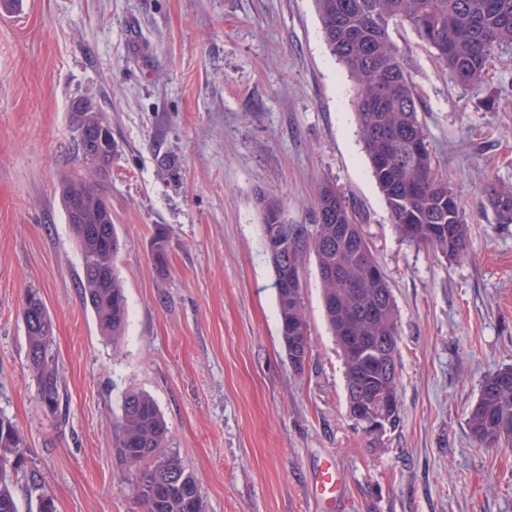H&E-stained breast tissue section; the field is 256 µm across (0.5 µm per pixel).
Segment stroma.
Returning <instances> with one entry per match:
<instances>
[{
  "label": "stroma",
  "mask_w": 512,
  "mask_h": 512,
  "mask_svg": "<svg viewBox=\"0 0 512 512\" xmlns=\"http://www.w3.org/2000/svg\"><path fill=\"white\" fill-rule=\"evenodd\" d=\"M392 37L471 226L461 260L392 224L313 0H20L0 14V413L57 512H140L112 451L130 389L155 399L206 512H324L313 476L330 457L334 512H512V448L478 447L467 424L485 377L512 367V223L483 192L488 180L512 188V58L471 93L411 31ZM79 99L112 129L105 190L129 310L115 343L82 305L58 195L81 170L69 119ZM325 180L355 204L397 305L400 422L378 444L347 413L314 256L301 270L303 371L279 335L255 194L309 224ZM157 224L170 229L163 276L150 255ZM30 288L53 322L56 416L27 368Z\"/></svg>",
  "instance_id": "stroma-1"
}]
</instances>
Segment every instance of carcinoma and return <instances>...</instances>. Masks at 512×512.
Masks as SVG:
<instances>
[{"label":"carcinoma","mask_w":512,"mask_h":512,"mask_svg":"<svg viewBox=\"0 0 512 512\" xmlns=\"http://www.w3.org/2000/svg\"><path fill=\"white\" fill-rule=\"evenodd\" d=\"M330 54L355 83L357 135L401 237L432 249L447 260L466 256L471 228L460 202L437 166L419 119V96L406 63L391 37L404 26L434 51L439 65L462 88L474 92L486 80L495 55L512 50V0H314ZM101 113L74 106L71 125L101 121ZM100 172L89 169L66 177L59 197L73 222L80 247V297L95 316L99 334L117 339L128 308L117 268L121 243L112 215L101 208L102 180L112 167L111 149L100 147ZM491 207L512 221V190L485 185ZM263 240L280 238L284 249L271 257L279 334L291 365L301 370L310 344L301 268L314 255L322 288L325 321L344 358L347 401L384 412L396 423L400 412L397 309L392 290L374 256L355 207L331 182L316 191L315 220L293 225L283 219L277 196L258 192ZM169 230L158 224L151 238L155 269L167 270ZM293 264L295 284L288 281ZM28 369L38 385L41 408L54 416L60 406V377L52 353L53 325L37 290L22 302ZM468 427L484 448H512V367L483 382L470 409ZM168 427L154 399L124 393L114 423L113 452L135 476L141 512H205L197 477L166 450ZM26 439L17 425L0 415V512H20L15 480L24 466ZM36 512H57L53 496L37 480L29 482Z\"/></svg>","instance_id":"cac0c4a2"}]
</instances>
